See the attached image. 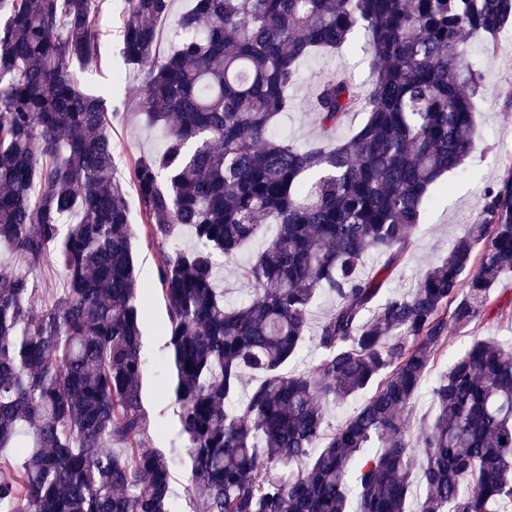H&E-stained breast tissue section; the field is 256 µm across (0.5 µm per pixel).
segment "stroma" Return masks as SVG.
<instances>
[{"mask_svg": "<svg viewBox=\"0 0 512 512\" xmlns=\"http://www.w3.org/2000/svg\"><path fill=\"white\" fill-rule=\"evenodd\" d=\"M122 27V10L117 0H106L101 25L102 61L100 65L82 69L80 80L85 90L107 93L112 102L113 155L119 175L124 176L133 157L143 151H161L163 139L160 133L147 129L137 116L142 82L135 70L125 66L120 54ZM469 54L482 75L477 97L475 148L464 163V172L448 174L432 190L425 218L414 230L408 251L387 283L394 291L406 290L429 266L447 257L451 243L463 235L469 224L477 221L479 195L485 187L502 179L501 158L512 152V36L501 38L493 50L486 49L481 41H472ZM302 70L307 81L295 90L282 131L302 142H316L320 139V128L313 112L311 91L320 78L327 72L336 71L349 76L360 91L370 88L372 78L366 33H357L348 46L336 51L332 57L308 59ZM131 220L135 233L136 270L147 294L141 348L146 361L142 382V408L149 421L146 438L153 447L174 450L176 462L171 476L176 512H195L197 498L187 491L189 458L185 440L179 433L178 407L158 389L157 363L165 353L166 342L160 327L167 319L159 293L158 270L172 249L149 241L139 213H132ZM494 293L505 303L502 315L476 328H451L447 349L435 359L426 382L412 403V421L433 415L432 384L461 354L472 336L512 337V273L496 286Z\"/></svg>", "mask_w": 512, "mask_h": 512, "instance_id": "obj_1", "label": "stroma"}]
</instances>
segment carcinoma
Listing matches in <instances>:
<instances>
[{
  "label": "carcinoma",
  "instance_id": "obj_1",
  "mask_svg": "<svg viewBox=\"0 0 512 512\" xmlns=\"http://www.w3.org/2000/svg\"><path fill=\"white\" fill-rule=\"evenodd\" d=\"M124 0L122 56L144 73L139 113L162 153L116 176L101 95L75 68L102 60L104 0H0V512H174L170 457L146 443L145 292L130 200L158 244L171 378L197 512H509L512 340L472 339L412 400L454 326L486 319L512 272V162L477 223L402 294L360 275L398 266L429 191L478 136L468 39L494 44L512 0ZM369 36L366 94L331 73L313 90L318 144L283 139L301 63ZM364 123L333 140L352 112ZM240 267L250 300L217 281ZM49 254L64 286L36 300ZM336 304L317 328L314 302ZM313 367L288 371L308 343ZM372 394L338 427L328 406Z\"/></svg>",
  "mask_w": 512,
  "mask_h": 512
}]
</instances>
